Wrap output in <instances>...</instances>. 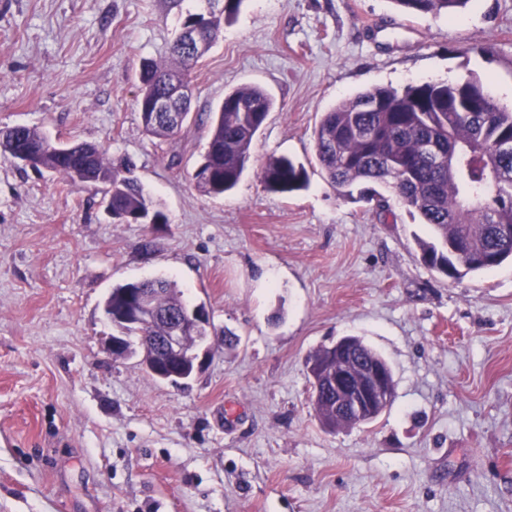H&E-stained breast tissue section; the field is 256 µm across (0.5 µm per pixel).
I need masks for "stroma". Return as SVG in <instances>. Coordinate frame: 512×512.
<instances>
[{
    "label": "stroma",
    "instance_id": "35a3bbf8",
    "mask_svg": "<svg viewBox=\"0 0 512 512\" xmlns=\"http://www.w3.org/2000/svg\"><path fill=\"white\" fill-rule=\"evenodd\" d=\"M207 0H0V129L127 157L167 217L123 223L102 184L0 154V512H512V262L457 282L428 226L341 197L315 154L324 112L374 87L479 78L512 103V0L453 18L391 0H244L190 75L187 132L147 135L142 62H172ZM275 106L238 185L191 174L226 92ZM309 187L266 191L273 158ZM165 278L210 312L180 384L113 358L112 286ZM233 331L237 344L224 342ZM345 335L389 363L391 404L329 431L307 356Z\"/></svg>",
    "mask_w": 512,
    "mask_h": 512
}]
</instances>
